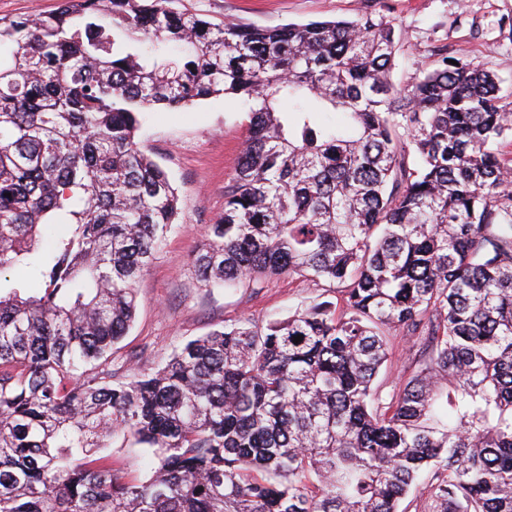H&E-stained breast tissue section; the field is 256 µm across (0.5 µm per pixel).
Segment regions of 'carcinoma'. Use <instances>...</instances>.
I'll use <instances>...</instances> for the list:
<instances>
[{
    "label": "carcinoma",
    "instance_id": "carcinoma-1",
    "mask_svg": "<svg viewBox=\"0 0 512 512\" xmlns=\"http://www.w3.org/2000/svg\"><path fill=\"white\" fill-rule=\"evenodd\" d=\"M178 3L0 19V275L16 274L0 512H399L426 469L435 512H512V111L495 75L444 58L397 86L382 17L216 25ZM219 95L248 124L196 275L328 282L341 313L238 319L142 372L113 349L178 198L138 116ZM397 330L426 355L385 399ZM119 437L152 449L151 477L117 465Z\"/></svg>",
    "mask_w": 512,
    "mask_h": 512
}]
</instances>
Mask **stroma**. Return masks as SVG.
<instances>
[{
    "label": "stroma",
    "mask_w": 512,
    "mask_h": 512,
    "mask_svg": "<svg viewBox=\"0 0 512 512\" xmlns=\"http://www.w3.org/2000/svg\"><path fill=\"white\" fill-rule=\"evenodd\" d=\"M215 24L258 27L316 20L353 21L365 14L391 21L400 41L392 80L404 84L442 58L459 59L494 73L512 102V0H183ZM248 107L216 97L178 112L151 108L139 115V140L167 171L179 198L176 228L138 284L136 321L116 359L138 352L139 368L165 363L187 341L250 317L260 322L326 299L324 286L292 275L261 288H209L191 258L207 225L224 211V185L234 175ZM392 360L376 380L382 397L398 390L418 368L420 342L400 332L389 338Z\"/></svg>",
    "instance_id": "35a3bbf8"
}]
</instances>
